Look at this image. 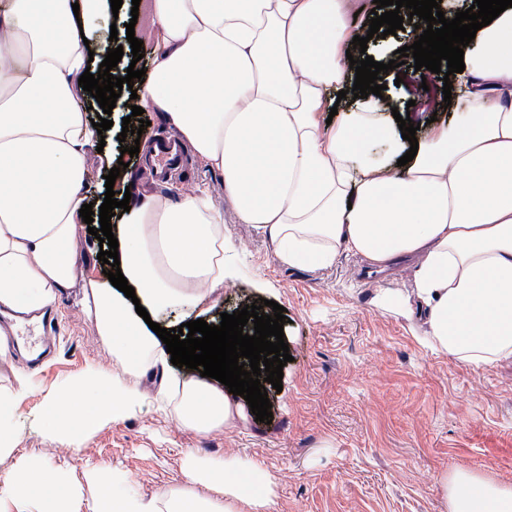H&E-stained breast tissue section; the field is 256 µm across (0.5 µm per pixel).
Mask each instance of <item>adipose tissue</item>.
Returning a JSON list of instances; mask_svg holds the SVG:
<instances>
[{
	"mask_svg": "<svg viewBox=\"0 0 512 512\" xmlns=\"http://www.w3.org/2000/svg\"><path fill=\"white\" fill-rule=\"evenodd\" d=\"M105 0H0V306H51L77 280L75 246L98 132L78 106L84 37ZM152 71L137 104L159 113L224 177L240 223L289 266H332L338 254L370 266L413 259L414 291L377 289V307L419 317L423 347L477 367L512 359V8L477 31L458 79L467 87L447 126L409 150L384 100L356 99L339 122L322 115L355 77L346 57L344 0H149ZM401 174H394V167ZM117 226L120 269L134 298L110 281L82 282L113 366L51 396L44 416L79 443L95 424L139 413L138 380L160 374L157 398L185 428L208 433L243 417L215 379L175 377L146 316L208 313L239 268L211 195H132ZM147 311L139 316L134 303ZM28 385L0 389V458L18 444L15 411ZM101 397L95 407L85 398ZM100 490L90 512H269L273 481L250 459L189 455L182 487L147 499L130 480L89 466ZM211 488L202 496L195 486ZM448 512H512V487L458 469L444 481ZM78 492L32 463L0 484L14 512H68Z\"/></svg>",
	"mask_w": 512,
	"mask_h": 512,
	"instance_id": "adipose-tissue-1",
	"label": "adipose tissue"
}]
</instances>
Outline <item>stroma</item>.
I'll return each instance as SVG.
<instances>
[{"instance_id": "35a3bbf8", "label": "stroma", "mask_w": 512, "mask_h": 512, "mask_svg": "<svg viewBox=\"0 0 512 512\" xmlns=\"http://www.w3.org/2000/svg\"><path fill=\"white\" fill-rule=\"evenodd\" d=\"M146 39L147 9L105 12L96 24L94 63L126 45L125 25ZM118 38H111V31ZM385 95L413 123L447 124L442 75L421 74L414 58L383 75ZM224 239L240 267L217 292L207 321L267 298L285 309L284 341L293 360L281 389H269L271 423L254 415L210 433L182 427L146 402L137 415L98 424L71 448L42 416L63 381L81 377L111 357L84 314L83 288L60 294L54 316L59 345L50 366L30 376L15 415L16 453L0 459L11 474L38 460L81 486L69 512H90L97 493L88 464L129 478L151 498L182 485L189 454L244 455L275 482L271 512H448L443 479L460 467L512 487V361L475 367L423 348L412 321L376 308L377 289L410 294L408 261L375 271L357 255L340 253L328 269L288 266L277 249L222 206ZM272 289L261 292L256 279Z\"/></svg>"}]
</instances>
